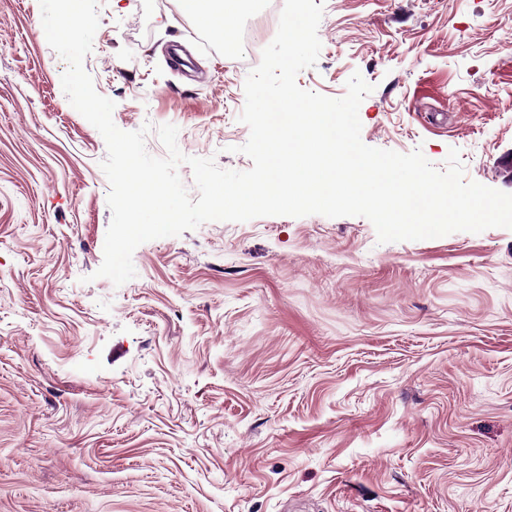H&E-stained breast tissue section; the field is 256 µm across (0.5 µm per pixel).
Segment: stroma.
Returning <instances> with one entry per match:
<instances>
[{"label":"stroma","instance_id":"1","mask_svg":"<svg viewBox=\"0 0 512 512\" xmlns=\"http://www.w3.org/2000/svg\"><path fill=\"white\" fill-rule=\"evenodd\" d=\"M39 0H0V512H512V230L213 221L95 272L112 214ZM124 131L245 171L247 69L179 0H104ZM298 85L360 73L364 144L512 193V0H325Z\"/></svg>","mask_w":512,"mask_h":512}]
</instances>
